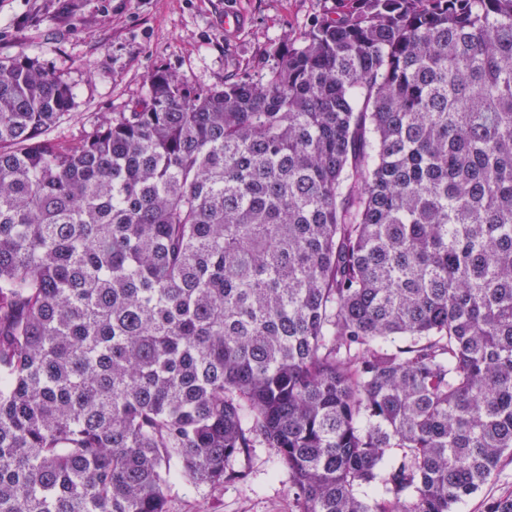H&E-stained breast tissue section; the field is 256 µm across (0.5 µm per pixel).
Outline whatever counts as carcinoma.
Segmentation results:
<instances>
[{
    "label": "carcinoma",
    "mask_w": 512,
    "mask_h": 512,
    "mask_svg": "<svg viewBox=\"0 0 512 512\" xmlns=\"http://www.w3.org/2000/svg\"><path fill=\"white\" fill-rule=\"evenodd\" d=\"M0 62V512H455L512 460V0H336L263 80L75 143ZM235 467L248 474L246 481L220 486L191 485L173 477L166 489L169 512H291L288 471L281 467L274 448H252Z\"/></svg>",
    "instance_id": "cac0c4a2"
}]
</instances>
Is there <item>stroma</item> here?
Returning a JSON list of instances; mask_svg holds the SVG:
<instances>
[{
	"mask_svg": "<svg viewBox=\"0 0 512 512\" xmlns=\"http://www.w3.org/2000/svg\"><path fill=\"white\" fill-rule=\"evenodd\" d=\"M224 2L0 0V61L35 59L72 87L74 108L46 137L73 141L102 115L144 98L157 70L197 91L234 76L263 78L278 50L336 8V0H237L248 24L229 40L220 28ZM235 466L246 481L194 486L171 478L168 512H292L276 449L254 448Z\"/></svg>",
	"mask_w": 512,
	"mask_h": 512,
	"instance_id": "obj_1",
	"label": "stroma"
}]
</instances>
